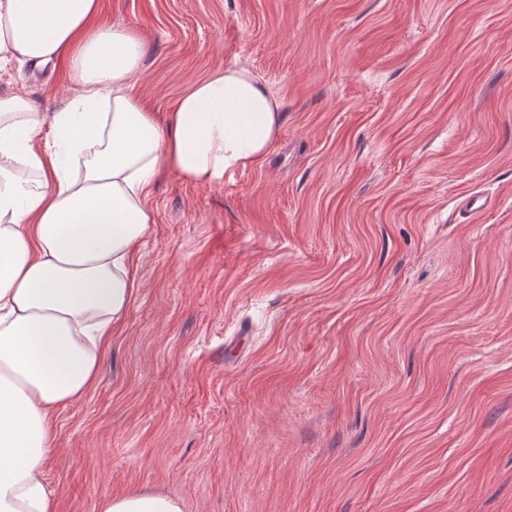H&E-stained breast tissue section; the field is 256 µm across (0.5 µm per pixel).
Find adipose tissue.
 I'll return each mask as SVG.
<instances>
[{
    "instance_id": "1",
    "label": "adipose tissue",
    "mask_w": 512,
    "mask_h": 512,
    "mask_svg": "<svg viewBox=\"0 0 512 512\" xmlns=\"http://www.w3.org/2000/svg\"><path fill=\"white\" fill-rule=\"evenodd\" d=\"M98 0H0V71L67 62L57 111L0 96V512H56L44 479L52 417L99 377L112 331L141 286L132 257L157 217L163 171L211 184L259 165L279 104L249 69L221 68L158 118L136 88L139 32L96 26ZM53 144L39 148L42 128ZM98 512H183L177 497L124 493Z\"/></svg>"
}]
</instances>
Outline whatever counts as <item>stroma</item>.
Wrapping results in <instances>:
<instances>
[{"label": "stroma", "instance_id": "stroma-1", "mask_svg": "<svg viewBox=\"0 0 512 512\" xmlns=\"http://www.w3.org/2000/svg\"><path fill=\"white\" fill-rule=\"evenodd\" d=\"M99 3L159 117L237 65L283 120L260 165L159 177L142 286L53 415L57 512H512V0ZM98 512H183V504L171 495L124 493L102 498Z\"/></svg>", "mask_w": 512, "mask_h": 512}]
</instances>
